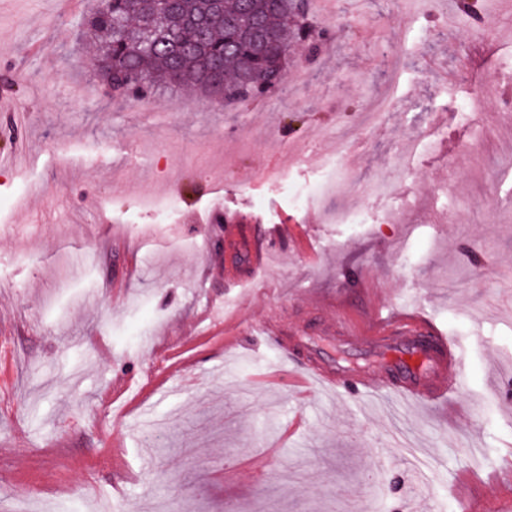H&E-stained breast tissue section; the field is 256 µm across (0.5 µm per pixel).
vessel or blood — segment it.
<instances>
[{
  "label": "vessel or blood",
  "mask_w": 512,
  "mask_h": 512,
  "mask_svg": "<svg viewBox=\"0 0 512 512\" xmlns=\"http://www.w3.org/2000/svg\"><path fill=\"white\" fill-rule=\"evenodd\" d=\"M235 234L248 239L249 247L241 254L239 264L228 267V275H237L242 266L255 273L261 271L276 233L259 234L252 227L239 226ZM336 318L343 330V345L369 357L372 370L345 369L327 350L331 337L286 335L274 319L266 320L263 327L276 335V345L284 356L305 354V374L332 389L347 383L366 393L387 392L435 401L458 388L460 364L455 347L424 316L393 313L382 317L373 313L358 325L350 311L340 309Z\"/></svg>",
  "instance_id": "vessel-or-blood-1"
}]
</instances>
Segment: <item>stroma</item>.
<instances>
[{
	"label": "stroma",
	"mask_w": 512,
	"mask_h": 512,
	"mask_svg": "<svg viewBox=\"0 0 512 512\" xmlns=\"http://www.w3.org/2000/svg\"><path fill=\"white\" fill-rule=\"evenodd\" d=\"M95 7L0 0V512H346L355 490L360 512H457L458 486L507 512L512 17L338 0L292 49L306 83L243 108L163 87L144 112L105 92ZM480 93L479 134L457 103ZM334 179L328 205L360 223H321ZM230 217L289 227L231 286ZM315 302L427 317L462 395L289 386L296 361L259 328L307 327Z\"/></svg>",
	"instance_id": "35a3bbf8"
}]
</instances>
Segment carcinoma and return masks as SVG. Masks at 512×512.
<instances>
[{"mask_svg":"<svg viewBox=\"0 0 512 512\" xmlns=\"http://www.w3.org/2000/svg\"><path fill=\"white\" fill-rule=\"evenodd\" d=\"M308 0H250L249 8L265 28L268 42L253 46L241 41L236 26L242 0H224L217 17L204 0H100L89 31L101 37L102 56L112 57L103 79L112 91L152 93L161 87H194L220 97L226 107H241L283 81L277 70L291 52L288 15L304 14ZM141 19L158 25L161 43L146 48L127 39L120 20Z\"/></svg>","mask_w":512,"mask_h":512,"instance_id":"obj_1","label":"carcinoma"}]
</instances>
